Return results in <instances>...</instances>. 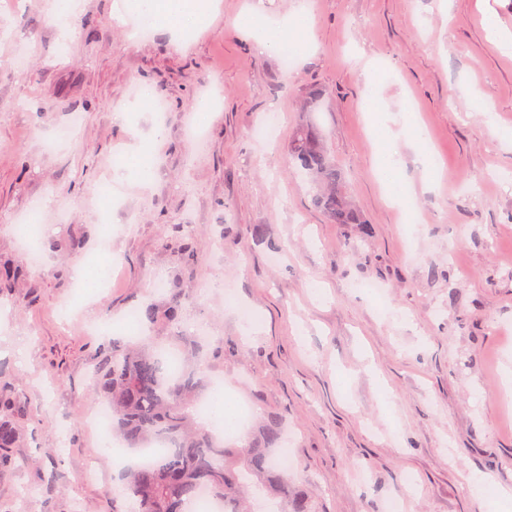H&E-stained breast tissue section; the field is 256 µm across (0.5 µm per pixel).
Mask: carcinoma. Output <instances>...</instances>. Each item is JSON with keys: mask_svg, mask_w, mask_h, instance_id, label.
<instances>
[{"mask_svg": "<svg viewBox=\"0 0 512 512\" xmlns=\"http://www.w3.org/2000/svg\"><path fill=\"white\" fill-rule=\"evenodd\" d=\"M290 151L316 191V200L332 224H362L351 203L344 176L319 136L302 127ZM182 298L175 294L163 308L150 305L145 318L179 321ZM190 364L174 372L168 365L171 350L150 337L132 345L112 341L99 352L96 387L112 409V436L136 453L160 438L171 448L155 462L134 464L123 471L112 488V512H185L205 488L223 512H258L246 506V476L256 477L264 492L280 500L281 512H320L318 501L291 488L288 469L273 471L270 453L284 442L283 427L270 418L260 440L235 446L224 443L205 425H194L191 398L200 395L209 362L203 341L185 344ZM22 430L19 406L11 390L0 386V450L13 447Z\"/></svg>", "mask_w": 512, "mask_h": 512, "instance_id": "carcinoma-1", "label": "carcinoma"}]
</instances>
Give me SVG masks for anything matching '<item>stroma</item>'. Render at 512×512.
<instances>
[{
    "instance_id": "obj_1",
    "label": "stroma",
    "mask_w": 512,
    "mask_h": 512,
    "mask_svg": "<svg viewBox=\"0 0 512 512\" xmlns=\"http://www.w3.org/2000/svg\"><path fill=\"white\" fill-rule=\"evenodd\" d=\"M116 2L85 0L64 39L54 0H0V260L24 269L0 290V363L23 408L0 512H112L122 464L88 423L98 352L167 335L126 317L174 289L183 333L209 327L211 375L254 423L281 420L288 476L323 512H512L496 497L512 489V49L486 33L512 34V0H264V15L311 19L289 70L243 27L255 0H215L181 38L134 37ZM137 82L164 110L114 123ZM376 112L424 129L418 143L393 128L403 199L379 169ZM307 122L363 223L316 205L290 156ZM70 124L73 143L46 150ZM138 153L157 174L104 226L96 197ZM34 210L38 271L11 230ZM105 240L112 286L84 296L71 267ZM367 281L382 299L356 291Z\"/></svg>"
}]
</instances>
